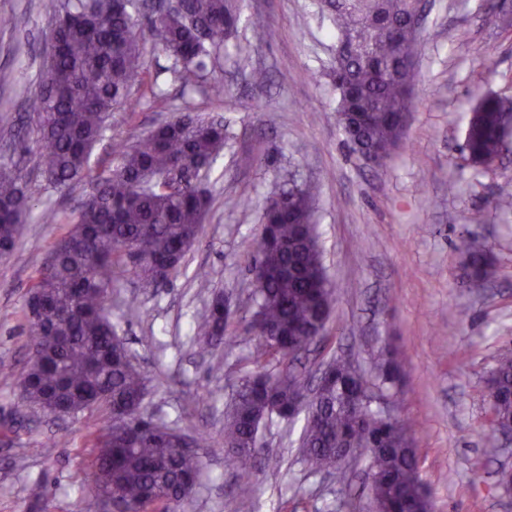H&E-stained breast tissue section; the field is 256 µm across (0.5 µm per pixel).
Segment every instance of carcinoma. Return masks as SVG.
I'll use <instances>...</instances> for the list:
<instances>
[{
  "label": "carcinoma",
  "mask_w": 512,
  "mask_h": 512,
  "mask_svg": "<svg viewBox=\"0 0 512 512\" xmlns=\"http://www.w3.org/2000/svg\"><path fill=\"white\" fill-rule=\"evenodd\" d=\"M320 8L336 24V57L330 78L336 89V112L347 144L355 152L396 148L404 126L401 114L416 103L411 96L414 68L405 62L421 54L419 36L407 20L419 0H320ZM134 0H64L51 19L57 44L41 86L25 92L28 112L36 117L35 133L43 145L44 173L56 188L80 179L112 111L137 110L129 89L145 72L139 48L141 25L175 61V74L185 88L204 78L206 60L221 50L240 16L238 0H183L180 7L156 12L141 22ZM508 102L475 112L466 148L470 158L500 152L512 119ZM228 127L189 111L178 112L115 155V166L96 178L81 201L73 227L51 246L47 262L36 270L25 318L31 348L20 377L26 403L47 411L79 412L89 407L83 394L98 395L111 417L131 415L134 429L122 435L110 423L93 436L97 453L87 477L94 494L85 512H103L102 496L113 506L164 512L189 498L200 481L202 463L183 449L179 432L158 435L142 413L147 378L113 342L116 332L108 316L113 269L125 262L143 288H156L169 278L201 232L209 199L197 184L173 181L183 171L208 172L224 148ZM318 186L294 180L274 191L263 204L267 224L253 257L261 271L253 282L252 320L262 325L254 336L253 362L283 363L306 347L312 333L325 329L336 294L326 275L316 225L311 221ZM28 207L20 176L0 166V256L15 249ZM473 287L492 274L483 249L466 248ZM228 316L217 300L196 323L194 336L203 348L224 342ZM327 382L320 394L304 400V386L288 369L241 377L224 414V449L241 472L255 466L260 428L277 417L291 420L304 405L301 436L305 462L313 471L330 470L336 483L348 481L345 463L333 462L338 448H364L370 454L371 491L378 512H430L432 500L423 486L408 425L392 423L373 411L358 409L373 391L393 388L401 380L392 352L375 365L370 387L356 364L344 355L326 363ZM488 386L496 394L490 427L512 431V349L499 354ZM112 484L100 482L102 471Z\"/></svg>",
  "instance_id": "cac0c4a2"
}]
</instances>
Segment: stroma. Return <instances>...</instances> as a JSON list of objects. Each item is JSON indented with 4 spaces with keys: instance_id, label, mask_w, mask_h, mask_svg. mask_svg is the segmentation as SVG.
Wrapping results in <instances>:
<instances>
[{
    "instance_id": "stroma-1",
    "label": "stroma",
    "mask_w": 512,
    "mask_h": 512,
    "mask_svg": "<svg viewBox=\"0 0 512 512\" xmlns=\"http://www.w3.org/2000/svg\"><path fill=\"white\" fill-rule=\"evenodd\" d=\"M430 2L412 84L416 106L402 146L383 165L360 158L339 130L329 78L336 30L316 0H241L223 58L197 89H181L172 59L144 35L145 80L130 89L141 106L112 112L88 174L69 188L47 184L35 136L14 152L30 209L17 249L0 257V361L17 372L0 379V512L84 510L95 453L88 437L108 412L92 407L58 419L23 402L18 375L31 357L24 317L29 286L52 243L71 228L95 172L112 166L113 144L136 140L183 109L224 119L229 132L205 182L210 204L199 239L162 287H139L128 269H118L111 308L118 336L150 377L145 413L204 439L202 478L180 512L373 508L367 454L353 459L346 487L332 473L310 471L299 446L302 418L261 430L252 471H237L224 458V410L239 377L258 370L247 328L262 206L288 170L319 186L313 221L336 285L329 343L294 370L313 378L322 361L341 352L367 370L385 348H396L405 383L388 395L412 425L435 512H512V494L497 482L512 456L493 453L500 442L490 428L486 387L498 353L512 349V210L493 204L498 195H512V136L490 167L473 164L464 149L475 108L488 98L512 99V15L496 9L495 0ZM57 3L0 0V72L15 78L0 87V109L27 128L34 118L23 91L43 79ZM257 17L267 26L261 35L252 29ZM259 68L269 76L262 86L250 78ZM47 208L56 223H42ZM478 211L485 223H472ZM469 234L493 256V277L481 291L470 289L462 263L461 239ZM201 267L208 282L193 277ZM218 293L241 341L203 352L192 329ZM244 484L251 489L246 497L239 493ZM35 485L44 491L38 503L30 497Z\"/></svg>"
}]
</instances>
